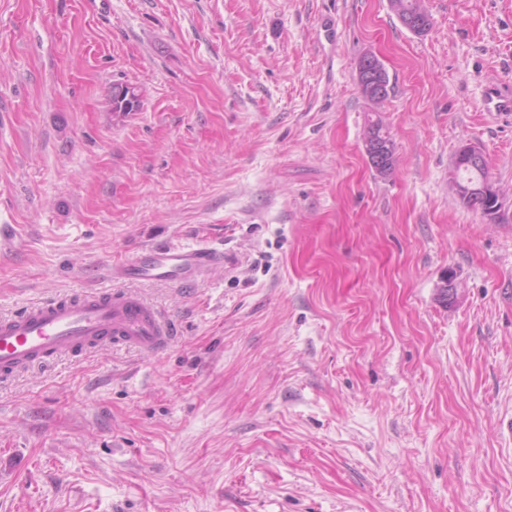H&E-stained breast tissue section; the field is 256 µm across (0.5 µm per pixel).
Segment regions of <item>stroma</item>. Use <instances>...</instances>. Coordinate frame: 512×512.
Returning a JSON list of instances; mask_svg holds the SVG:
<instances>
[{
  "label": "stroma",
  "mask_w": 512,
  "mask_h": 512,
  "mask_svg": "<svg viewBox=\"0 0 512 512\" xmlns=\"http://www.w3.org/2000/svg\"><path fill=\"white\" fill-rule=\"evenodd\" d=\"M424 6L417 34L391 0H0V317L148 245L224 252L132 283L164 353L0 383V512H512V115L482 108L512 90V0ZM469 142L496 217L455 191ZM357 80L366 96L375 101L386 100L389 94L387 73L379 58L373 53L361 57L357 64ZM360 88L364 97L363 90ZM368 131L371 132L377 140L382 142V148H384V151L379 150L378 153H371L370 162L378 173H388L393 169L395 162L394 141L381 119L376 121L371 119L369 121ZM386 143L387 146L390 144V147H387Z\"/></svg>",
  "instance_id": "obj_1"
}]
</instances>
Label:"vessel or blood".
I'll return each mask as SVG.
<instances>
[{
    "label": "vessel or blood",
    "instance_id": "b4317fda",
    "mask_svg": "<svg viewBox=\"0 0 512 512\" xmlns=\"http://www.w3.org/2000/svg\"><path fill=\"white\" fill-rule=\"evenodd\" d=\"M222 261V253L206 241L189 247L147 246L132 261L112 266L109 274L128 282L188 284ZM172 341L168 323L132 292L114 289L51 298L0 318V381L64 355L110 345L158 355Z\"/></svg>",
    "mask_w": 512,
    "mask_h": 512
}]
</instances>
